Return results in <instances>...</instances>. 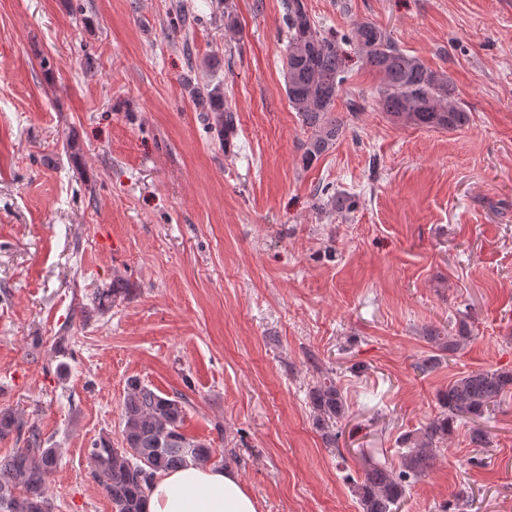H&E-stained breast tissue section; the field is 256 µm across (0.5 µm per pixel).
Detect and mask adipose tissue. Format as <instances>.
I'll return each instance as SVG.
<instances>
[{
	"instance_id": "1",
	"label": "adipose tissue",
	"mask_w": 512,
	"mask_h": 512,
	"mask_svg": "<svg viewBox=\"0 0 512 512\" xmlns=\"http://www.w3.org/2000/svg\"><path fill=\"white\" fill-rule=\"evenodd\" d=\"M144 512H257V503L235 470L191 464L157 474Z\"/></svg>"
}]
</instances>
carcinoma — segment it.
Returning <instances> with one entry per match:
<instances>
[{"label":"carcinoma","instance_id":"cac0c4a2","mask_svg":"<svg viewBox=\"0 0 512 512\" xmlns=\"http://www.w3.org/2000/svg\"><path fill=\"white\" fill-rule=\"evenodd\" d=\"M286 27V87L289 106L299 114L312 135L304 143V157L311 163L342 136L344 123L334 107L345 76L343 41L320 32L303 0H283ZM357 47L365 65L382 76L378 103L393 121L433 130L455 131L466 127L470 112L455 97L451 77L432 69L417 57L394 46L376 24L364 21L355 28ZM197 108L212 113L211 128L229 142L238 115L224 92L191 88ZM120 277L112 286L99 288L84 308L103 315L126 296ZM426 339L438 350L453 355L470 341V330L461 323L457 333L432 328ZM512 391L511 370L471 371L448 383L438 393L440 411L413 433L401 439L399 466L371 464L351 479L361 512H393L405 496L408 479L427 472L435 450L448 439L454 424L491 414L501 398ZM308 403L314 428L326 447L337 444L338 424L346 416L347 402L336 379L326 376L309 390ZM185 408L178 396L170 397L132 380L121 406L122 447L108 439L93 444L90 459L94 477L112 504V512H142V502L156 474L188 462L211 461V444L188 436L183 430ZM16 435L23 447L0 460V512H53L48 480L59 460V449L47 445L38 428L11 411H0V438Z\"/></svg>","mask_w":512,"mask_h":512}]
</instances>
